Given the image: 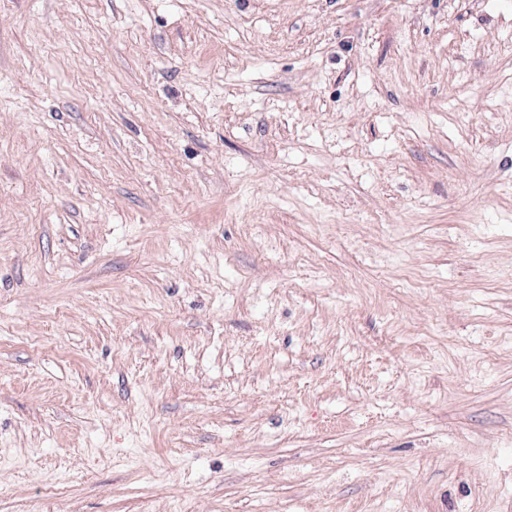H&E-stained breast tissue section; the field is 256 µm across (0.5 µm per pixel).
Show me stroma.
<instances>
[{
  "instance_id": "stroma-1",
  "label": "stroma",
  "mask_w": 512,
  "mask_h": 512,
  "mask_svg": "<svg viewBox=\"0 0 512 512\" xmlns=\"http://www.w3.org/2000/svg\"><path fill=\"white\" fill-rule=\"evenodd\" d=\"M0 512H512V0H0Z\"/></svg>"
}]
</instances>
